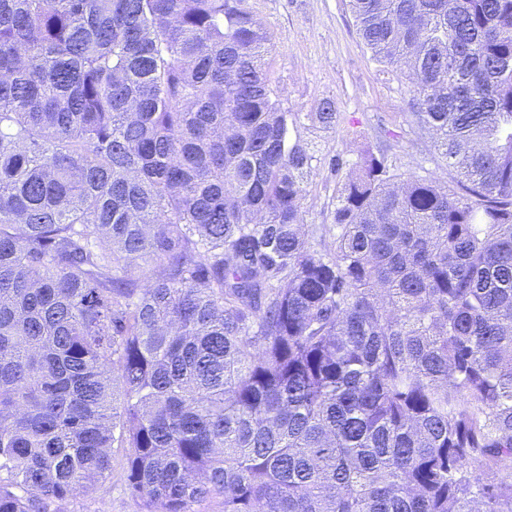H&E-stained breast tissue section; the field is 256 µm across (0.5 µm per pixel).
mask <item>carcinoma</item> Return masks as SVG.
Returning a JSON list of instances; mask_svg holds the SVG:
<instances>
[{
  "label": "carcinoma",
  "mask_w": 512,
  "mask_h": 512,
  "mask_svg": "<svg viewBox=\"0 0 512 512\" xmlns=\"http://www.w3.org/2000/svg\"><path fill=\"white\" fill-rule=\"evenodd\" d=\"M245 2L0 0V512H512V0H349L457 178L311 229ZM125 457L122 451L112 456V479L105 493L84 492L67 502L51 506L52 512H139V502L127 489L124 481ZM61 508V511H55Z\"/></svg>",
  "instance_id": "1"
}]
</instances>
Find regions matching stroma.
Returning a JSON list of instances; mask_svg holds the SVG:
<instances>
[{"instance_id":"1","label":"stroma","mask_w":512,"mask_h":512,"mask_svg":"<svg viewBox=\"0 0 512 512\" xmlns=\"http://www.w3.org/2000/svg\"><path fill=\"white\" fill-rule=\"evenodd\" d=\"M271 36L270 76L285 109L316 111L336 102L341 121L318 139L321 163L308 185L305 224H327L336 188L362 151L387 149L398 172L454 179L429 135L417 126L405 78L384 73L360 40L348 0H248ZM360 135L350 138L347 130ZM339 168H332V159ZM125 458L112 456L105 492H86L61 503V512H139L124 481Z\"/></svg>"}]
</instances>
